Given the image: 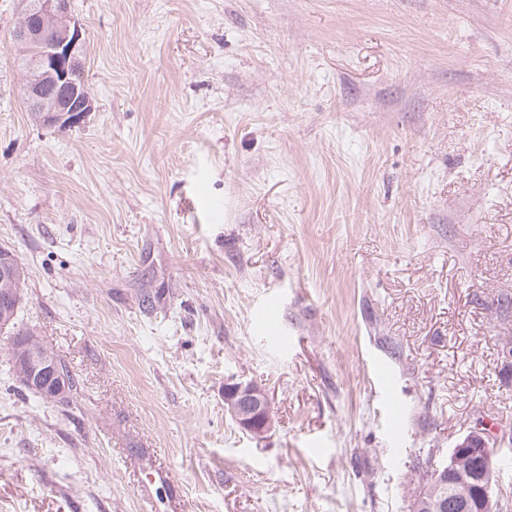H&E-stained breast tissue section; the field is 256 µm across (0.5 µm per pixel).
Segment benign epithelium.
Listing matches in <instances>:
<instances>
[{
    "label": "benign epithelium",
    "instance_id": "1",
    "mask_svg": "<svg viewBox=\"0 0 512 512\" xmlns=\"http://www.w3.org/2000/svg\"><path fill=\"white\" fill-rule=\"evenodd\" d=\"M24 4L16 41L38 43L44 53L29 66L25 97L36 122L68 129L81 124L95 109L87 84L75 80L85 72L82 29L72 17L70 0H21ZM22 277V264L10 252H0V279ZM0 302V336L14 347L15 368L30 389L56 403L66 391V377L56 359L28 336H17L12 325L20 289L6 288ZM224 407L246 434L263 439L273 428L267 392L251 381L224 385ZM491 437L481 426L466 434L445 462L433 467L428 492L434 512H502L493 484L489 449Z\"/></svg>",
    "mask_w": 512,
    "mask_h": 512
}]
</instances>
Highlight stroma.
<instances>
[{"label": "stroma", "mask_w": 512, "mask_h": 512, "mask_svg": "<svg viewBox=\"0 0 512 512\" xmlns=\"http://www.w3.org/2000/svg\"><path fill=\"white\" fill-rule=\"evenodd\" d=\"M71 5L95 110L60 132L0 0V249L81 385L0 344V512H412L479 423L512 512V0ZM224 407L247 435L263 439L273 428L267 392L251 381L224 385Z\"/></svg>", "instance_id": "1"}]
</instances>
